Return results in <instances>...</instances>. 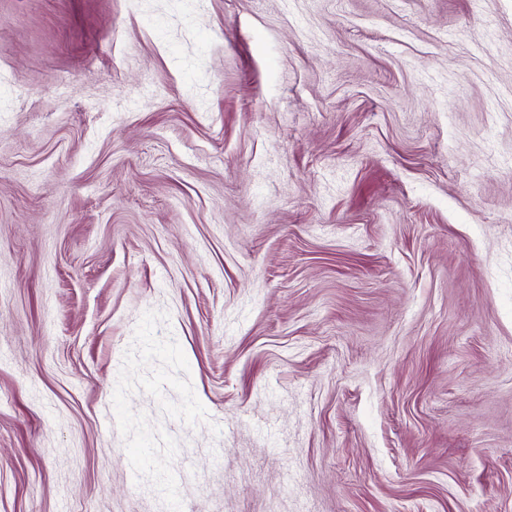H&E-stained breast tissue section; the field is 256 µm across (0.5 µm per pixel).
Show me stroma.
<instances>
[{"instance_id": "stroma-1", "label": "stroma", "mask_w": 512, "mask_h": 512, "mask_svg": "<svg viewBox=\"0 0 512 512\" xmlns=\"http://www.w3.org/2000/svg\"><path fill=\"white\" fill-rule=\"evenodd\" d=\"M512 512V0H0V512Z\"/></svg>"}]
</instances>
